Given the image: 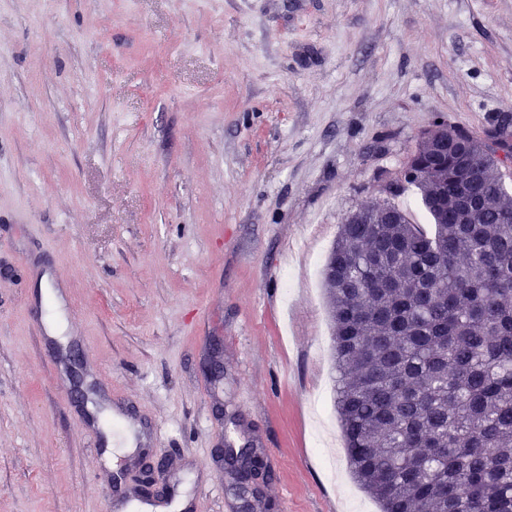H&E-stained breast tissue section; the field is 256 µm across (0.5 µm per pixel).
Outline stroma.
I'll return each mask as SVG.
<instances>
[{
  "instance_id": "obj_1",
  "label": "stroma",
  "mask_w": 512,
  "mask_h": 512,
  "mask_svg": "<svg viewBox=\"0 0 512 512\" xmlns=\"http://www.w3.org/2000/svg\"><path fill=\"white\" fill-rule=\"evenodd\" d=\"M508 112L512 0H0V512H112L113 475L146 472L228 512L220 451L245 444L256 512H379L343 448L327 255L433 119ZM119 407L142 452L111 463Z\"/></svg>"
}]
</instances>
